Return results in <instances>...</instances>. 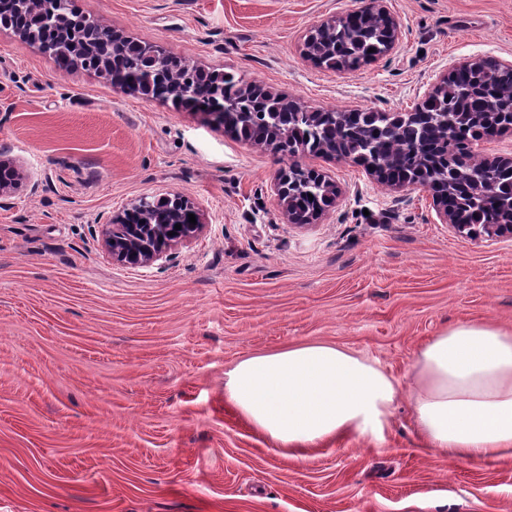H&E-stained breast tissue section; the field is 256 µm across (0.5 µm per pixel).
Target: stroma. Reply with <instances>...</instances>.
Returning a JSON list of instances; mask_svg holds the SVG:
<instances>
[{
	"mask_svg": "<svg viewBox=\"0 0 512 512\" xmlns=\"http://www.w3.org/2000/svg\"><path fill=\"white\" fill-rule=\"evenodd\" d=\"M365 0H74L112 31L313 108L410 112L458 63L512 61V0H385L400 37L355 72L303 54ZM0 512H512V456L420 450L407 394L377 433L291 451L224 403L240 359L306 342L379 361L407 386L449 326L512 330V237L440 223L421 187L298 155L340 195L288 223L284 163L211 117L130 94L0 26ZM180 195L195 239L135 268L102 230Z\"/></svg>",
	"mask_w": 512,
	"mask_h": 512,
	"instance_id": "1",
	"label": "stroma"
}]
</instances>
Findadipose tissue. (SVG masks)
<instances>
[{
    "instance_id": "1",
    "label": "adipose tissue",
    "mask_w": 512,
    "mask_h": 512,
    "mask_svg": "<svg viewBox=\"0 0 512 512\" xmlns=\"http://www.w3.org/2000/svg\"><path fill=\"white\" fill-rule=\"evenodd\" d=\"M378 363L302 343L240 360L224 401L281 447L382 429L399 395ZM425 451L490 462L512 453V331L451 326L420 349L409 388Z\"/></svg>"
}]
</instances>
